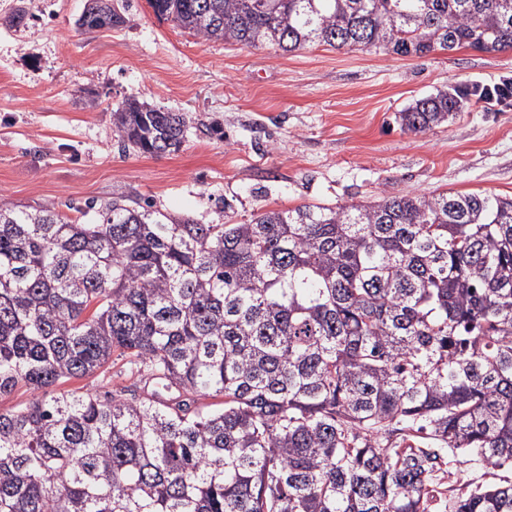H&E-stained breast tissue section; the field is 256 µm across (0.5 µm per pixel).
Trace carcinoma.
Masks as SVG:
<instances>
[{
    "label": "carcinoma",
    "mask_w": 512,
    "mask_h": 512,
    "mask_svg": "<svg viewBox=\"0 0 512 512\" xmlns=\"http://www.w3.org/2000/svg\"><path fill=\"white\" fill-rule=\"evenodd\" d=\"M205 41L403 57L512 48V0H149ZM126 23L86 0L91 33ZM399 113L423 133L470 100ZM126 149L178 152L186 117L130 96ZM0 199V512H426L454 448L512 465V198L390 195L202 224L127 195ZM94 213L92 222L81 218ZM128 358L100 397L62 386ZM215 403L201 405L198 400ZM454 512H512V484Z\"/></svg>",
    "instance_id": "cac0c4a2"
}]
</instances>
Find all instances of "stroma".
<instances>
[{"label":"stroma","mask_w":512,"mask_h":512,"mask_svg":"<svg viewBox=\"0 0 512 512\" xmlns=\"http://www.w3.org/2000/svg\"><path fill=\"white\" fill-rule=\"evenodd\" d=\"M24 3L29 21L11 12ZM86 0H0V196L56 207L130 195L204 224L264 209L385 195L512 196V105L479 102L421 134L398 112L437 90L512 75V49L423 57L312 45L294 53L205 41L124 0L125 25L93 34ZM137 96L185 113L179 152L122 151L112 110ZM430 512L455 490L512 482L449 453Z\"/></svg>","instance_id":"1"}]
</instances>
